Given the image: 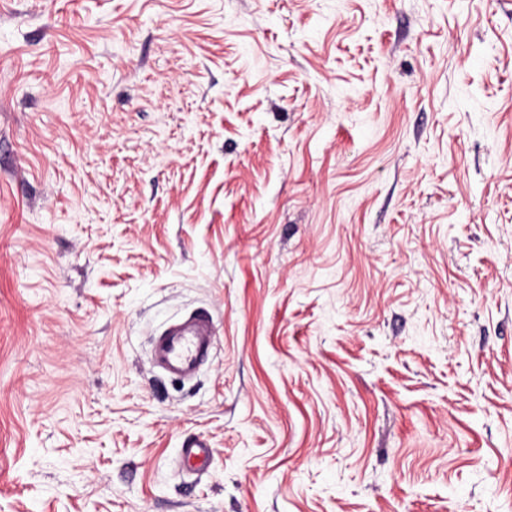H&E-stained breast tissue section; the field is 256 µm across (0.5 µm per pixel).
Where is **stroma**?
I'll return each mask as SVG.
<instances>
[{
    "mask_svg": "<svg viewBox=\"0 0 512 512\" xmlns=\"http://www.w3.org/2000/svg\"><path fill=\"white\" fill-rule=\"evenodd\" d=\"M0 512H512V0H0ZM214 337L211 315L193 313L170 323L159 336L153 338L154 361L170 374L194 375L208 359ZM211 459V448L206 439L196 437L185 442L181 448V462L195 469H205Z\"/></svg>",
    "mask_w": 512,
    "mask_h": 512,
    "instance_id": "35a3bbf8",
    "label": "stroma"
}]
</instances>
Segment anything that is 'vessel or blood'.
Masks as SVG:
<instances>
[{"mask_svg": "<svg viewBox=\"0 0 512 512\" xmlns=\"http://www.w3.org/2000/svg\"><path fill=\"white\" fill-rule=\"evenodd\" d=\"M214 337L211 315L193 313L188 317L170 323L152 341L154 361L170 374L176 376L194 375L208 359ZM211 459V450L206 439L196 437L185 442L181 449L184 465L206 468Z\"/></svg>", "mask_w": 512, "mask_h": 512, "instance_id": "obj_1", "label": "vessel or blood"}]
</instances>
